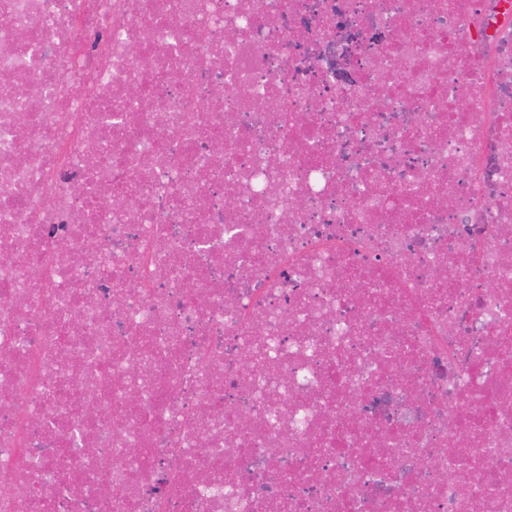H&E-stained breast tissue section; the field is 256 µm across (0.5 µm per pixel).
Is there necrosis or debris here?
<instances>
[{"mask_svg":"<svg viewBox=\"0 0 512 512\" xmlns=\"http://www.w3.org/2000/svg\"><path fill=\"white\" fill-rule=\"evenodd\" d=\"M0 72V512H512V0H0Z\"/></svg>","mask_w":512,"mask_h":512,"instance_id":"obj_1","label":"necrosis or debris"}]
</instances>
